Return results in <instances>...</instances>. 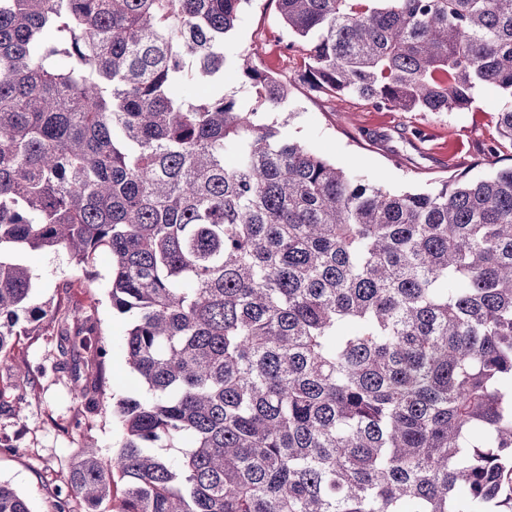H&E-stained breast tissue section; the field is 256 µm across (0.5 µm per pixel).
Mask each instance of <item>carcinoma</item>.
Instances as JSON below:
<instances>
[{
	"mask_svg": "<svg viewBox=\"0 0 512 512\" xmlns=\"http://www.w3.org/2000/svg\"><path fill=\"white\" fill-rule=\"evenodd\" d=\"M251 2L0 0V353L68 326L18 252L105 251L143 389L52 512H512V167L393 191L282 138L288 84L228 44ZM276 2L312 92L512 99V0Z\"/></svg>",
	"mask_w": 512,
	"mask_h": 512,
	"instance_id": "obj_1",
	"label": "carcinoma"
}]
</instances>
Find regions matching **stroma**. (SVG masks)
I'll return each mask as SVG.
<instances>
[{"label":"stroma","instance_id":"obj_1","mask_svg":"<svg viewBox=\"0 0 512 512\" xmlns=\"http://www.w3.org/2000/svg\"><path fill=\"white\" fill-rule=\"evenodd\" d=\"M287 41L276 0H252L231 46L286 78L298 64L285 48ZM505 103L499 90L485 88L463 111L394 112L374 109L351 96L322 97L294 83L282 107L287 121L281 133L358 181L394 191L419 189L462 171L472 179L485 176L490 167L482 159L481 146L496 139L497 115ZM18 259L35 277L32 305L64 298L70 332L81 329L84 312L94 311L99 340L114 351L105 365L106 385L99 399L110 404L135 395L138 386L131 370L116 354L129 321L112 309L108 255L100 254L86 273L75 269L63 250H26ZM57 343V336L48 333L20 337L13 354L31 366L27 380L0 368V436L16 437L18 445L17 452L0 451V480L23 495L32 512H50L82 442L94 441L107 457L121 437L120 424L111 414L77 419L72 373L55 367Z\"/></svg>","mask_w":512,"mask_h":512}]
</instances>
